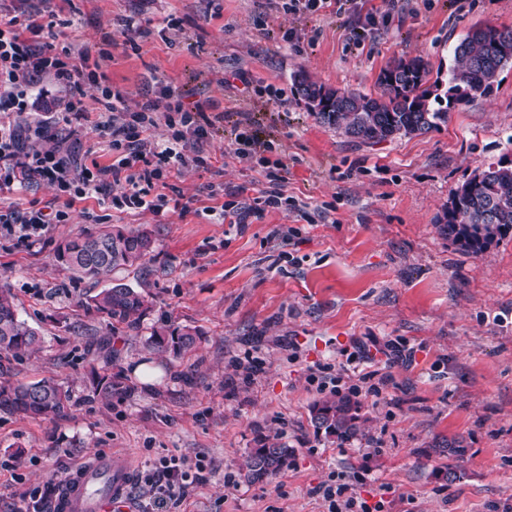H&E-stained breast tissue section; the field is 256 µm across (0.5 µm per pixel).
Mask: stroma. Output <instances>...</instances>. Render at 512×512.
<instances>
[{
  "label": "stroma",
  "mask_w": 512,
  "mask_h": 512,
  "mask_svg": "<svg viewBox=\"0 0 512 512\" xmlns=\"http://www.w3.org/2000/svg\"><path fill=\"white\" fill-rule=\"evenodd\" d=\"M360 2L292 14L276 0H50L55 21L70 23L65 45L111 36L103 69L129 105L164 84L224 119L189 144L202 163L166 175L165 194L184 196L185 209L120 212L88 198L35 241L0 238V288L44 338L31 356L1 358L0 382L52 378L78 401L60 418L0 410V512L106 453L127 458L135 481L164 455L202 460L204 481L170 512H327L314 489L335 473L385 512H512V235L472 254L440 230L452 190L512 157V68L488 94L451 105L439 129L374 146L318 123L293 86L303 72L375 95L381 71L414 56L447 73L471 26L512 28V0ZM369 10L389 17L365 33ZM132 18L142 25L128 38ZM269 86L281 97L265 95ZM62 101L43 83L22 123L48 121L82 162L111 165L94 121L74 135L60 121ZM244 130L269 142L282 168L237 158ZM269 190L279 207L225 220ZM108 225L151 234L141 267L93 280L57 261L59 245ZM114 282L152 304L137 330L113 334L87 305ZM164 323L194 329L195 351L147 354L145 339ZM103 337L108 360L97 353ZM375 340L413 356L359 360ZM317 363L326 371L313 381ZM348 365L354 373L332 386ZM109 367L131 390L107 408L88 394L92 372ZM354 384L363 434L342 447L314 430L311 408ZM274 435L294 448L293 466L247 482L248 452ZM451 437L466 446L453 478L433 447Z\"/></svg>",
  "instance_id": "stroma-1"
}]
</instances>
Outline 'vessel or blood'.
<instances>
[{"label":"vessel or blood","instance_id":"1","mask_svg":"<svg viewBox=\"0 0 512 512\" xmlns=\"http://www.w3.org/2000/svg\"><path fill=\"white\" fill-rule=\"evenodd\" d=\"M129 473L128 465L112 456L76 468L59 497V512H113L127 494Z\"/></svg>","mask_w":512,"mask_h":512}]
</instances>
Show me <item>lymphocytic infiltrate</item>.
<instances>
[{
  "mask_svg": "<svg viewBox=\"0 0 512 512\" xmlns=\"http://www.w3.org/2000/svg\"><path fill=\"white\" fill-rule=\"evenodd\" d=\"M54 22L31 0H18L11 10L0 11V193L24 190L32 182L53 188L66 206L93 194L105 193L111 184H122L119 194L110 196L111 208L125 211L149 209L161 214L170 209L166 195L153 189L167 169L187 164L182 137L153 138L158 117H178L197 140H204L212 125L207 106L198 102L186 106L169 87H160L155 100L130 108L126 95L112 88L105 74L90 70L91 56L108 59V52H93L85 45L78 50L57 49ZM49 81L65 92L67 101L62 120L82 125L89 109L84 101L85 85L97 86L99 117L97 128L108 135L118 156L112 165L88 167L79 163L62 145L53 144L46 125L21 126L23 114L36 102L38 84ZM64 217L63 209L30 205L0 212V235L28 242L46 232ZM204 464L186 457L165 456L155 461L144 477L141 512H160L177 505L191 487L203 480ZM317 494L328 512H384V502L368 504L351 493L348 484H325Z\"/></svg>",
  "mask_w": 512,
  "mask_h": 512,
  "instance_id": "obj_1",
  "label": "lymphocytic infiltrate"
}]
</instances>
